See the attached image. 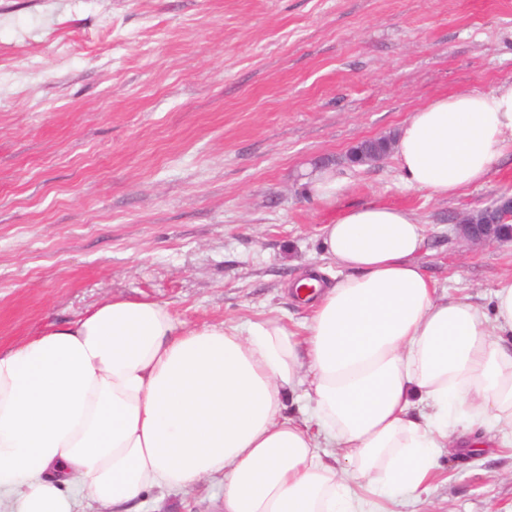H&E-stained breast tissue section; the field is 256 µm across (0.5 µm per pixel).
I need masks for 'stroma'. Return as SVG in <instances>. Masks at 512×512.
<instances>
[{"label": "stroma", "mask_w": 512, "mask_h": 512, "mask_svg": "<svg viewBox=\"0 0 512 512\" xmlns=\"http://www.w3.org/2000/svg\"><path fill=\"white\" fill-rule=\"evenodd\" d=\"M512 81V0H0V346L115 296L188 323L302 321L286 285L326 265L343 210L426 228L438 290L490 306L512 244L457 218L512 193V147L440 198L394 158L352 166L433 98ZM330 160L346 180L319 201ZM221 479L143 512H219ZM415 512H512V454L449 453ZM344 185V181L336 176L332 168L325 167L314 172L309 187L314 198L331 201L342 192Z\"/></svg>", "instance_id": "stroma-1"}]
</instances>
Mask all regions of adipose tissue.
I'll use <instances>...</instances> for the list:
<instances>
[{
	"label": "adipose tissue",
	"instance_id": "1",
	"mask_svg": "<svg viewBox=\"0 0 512 512\" xmlns=\"http://www.w3.org/2000/svg\"><path fill=\"white\" fill-rule=\"evenodd\" d=\"M510 144L512 81L435 97L395 156L407 185L448 197ZM322 235L344 275L294 283L299 325H190L114 297L0 347V512H139L151 489L216 476L222 512H393L449 444L512 451V277L488 310L438 294L415 261L423 225L385 205Z\"/></svg>",
	"mask_w": 512,
	"mask_h": 512
}]
</instances>
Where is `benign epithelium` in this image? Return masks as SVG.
<instances>
[{"label": "benign epithelium", "mask_w": 512, "mask_h": 512, "mask_svg": "<svg viewBox=\"0 0 512 512\" xmlns=\"http://www.w3.org/2000/svg\"><path fill=\"white\" fill-rule=\"evenodd\" d=\"M368 149L359 150L358 164H374L392 152L389 136L364 140ZM456 229L470 241L481 245L512 242V194H501L491 205L474 209L458 219Z\"/></svg>", "instance_id": "benign-epithelium-1"}]
</instances>
